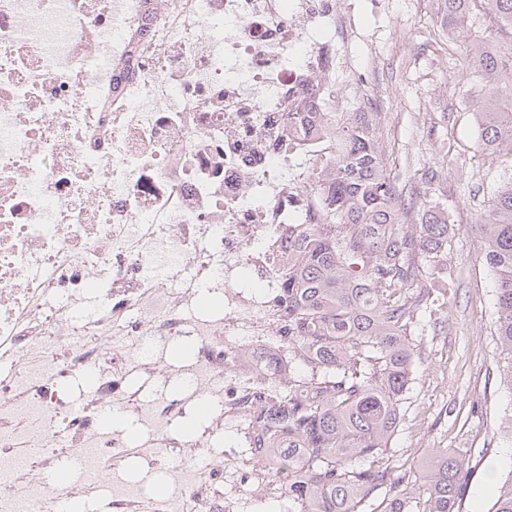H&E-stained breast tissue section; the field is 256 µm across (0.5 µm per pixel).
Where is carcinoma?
Masks as SVG:
<instances>
[{"mask_svg":"<svg viewBox=\"0 0 512 512\" xmlns=\"http://www.w3.org/2000/svg\"><path fill=\"white\" fill-rule=\"evenodd\" d=\"M440 2L448 34L472 42L467 69L484 91L480 149L512 168V0ZM298 109L304 124L288 121L289 133H331L336 156L316 176L320 223L288 239L282 305L291 348L306 356L288 354V393L253 411L256 455L297 512H366L383 492L384 512H459L460 455L435 449L408 490L388 457L417 358L412 336L442 312L439 279H424L419 260L443 273L451 224L433 193L448 170L429 167L401 186L385 163L382 113L338 112L331 126L329 113L303 101ZM412 208L419 223L405 225ZM479 227L512 391V177L488 193ZM489 512H512V470Z\"/></svg>","mask_w":512,"mask_h":512,"instance_id":"1","label":"carcinoma"}]
</instances>
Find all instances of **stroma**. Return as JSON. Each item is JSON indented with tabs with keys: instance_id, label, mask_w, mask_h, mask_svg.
I'll list each match as a JSON object with an SVG mask.
<instances>
[{
	"instance_id": "obj_1",
	"label": "stroma",
	"mask_w": 512,
	"mask_h": 512,
	"mask_svg": "<svg viewBox=\"0 0 512 512\" xmlns=\"http://www.w3.org/2000/svg\"><path fill=\"white\" fill-rule=\"evenodd\" d=\"M357 36L353 75H366L362 103L385 115L387 167L407 178L410 167L446 161L441 185L452 231L443 264L450 274L443 289V323L416 335L421 348L403 403L402 423L391 441L390 461L407 471L421 468L434 449L466 458L468 472L460 512H489L499 474L512 470V449L499 432L508 402L500 383L494 282L483 257L477 218L483 196H472L461 170L476 171L484 189L508 175L483 155L477 141L478 115L468 104L462 62L464 42L439 51L437 0H348Z\"/></svg>"
}]
</instances>
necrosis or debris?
<instances>
[{
	"instance_id": "4bbe7bcc",
	"label": "necrosis or debris",
	"mask_w": 512,
	"mask_h": 512,
	"mask_svg": "<svg viewBox=\"0 0 512 512\" xmlns=\"http://www.w3.org/2000/svg\"><path fill=\"white\" fill-rule=\"evenodd\" d=\"M341 0H0V512H255L225 430L284 383L288 227L334 139L288 134ZM193 362L144 397L170 343ZM195 414L202 432L181 424ZM137 415L138 441L113 429ZM185 448L191 462L169 466ZM137 458L169 493L124 477ZM55 468L63 480L40 484ZM249 487L230 501L227 490Z\"/></svg>"
}]
</instances>
